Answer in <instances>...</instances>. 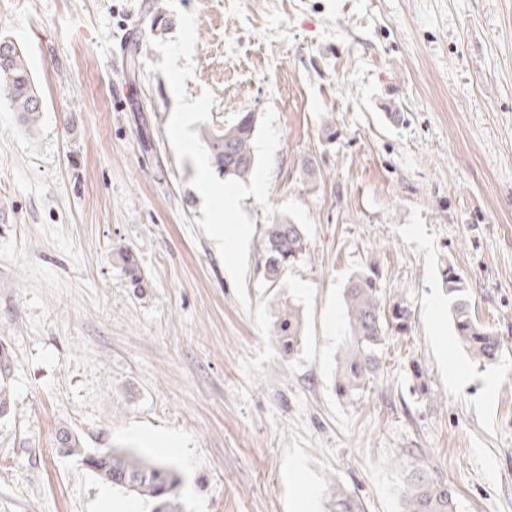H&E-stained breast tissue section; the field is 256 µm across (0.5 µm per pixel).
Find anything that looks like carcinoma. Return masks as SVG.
<instances>
[{"label": "carcinoma", "mask_w": 512, "mask_h": 512, "mask_svg": "<svg viewBox=\"0 0 512 512\" xmlns=\"http://www.w3.org/2000/svg\"><path fill=\"white\" fill-rule=\"evenodd\" d=\"M0 48L8 55L0 64V92L10 100L22 125L36 128L42 97L34 81L24 52L10 41L0 40ZM256 118L253 112H240L221 128L203 130L201 138L208 149L211 166L226 179L246 181L254 171ZM263 253V277L274 285L288 266L308 256L303 228L287 218L263 225L260 240ZM451 303L455 336L463 349L479 365L495 363L502 343L492 330L480 324L469 308L466 283L456 268L443 269ZM345 312L344 350L337 360L333 375L336 396L354 403L373 382L381 366V355L390 337L408 334L412 310L403 300L385 304L376 264L354 273L343 288ZM301 317L292 304H284L273 328L281 349L293 354L301 344ZM10 354L0 343V417L9 413L11 402ZM59 447L70 456L81 458L99 479L132 492L153 504V512H180L177 489L181 477L167 464L151 461L129 450L107 448L91 452L84 448L79 436L64 431ZM404 512H458V498L448 483L433 478L424 468L408 474ZM332 512H363L359 499L342 488H336Z\"/></svg>", "instance_id": "carcinoma-1"}]
</instances>
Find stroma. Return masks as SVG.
<instances>
[{
    "label": "stroma",
    "mask_w": 512,
    "mask_h": 512,
    "mask_svg": "<svg viewBox=\"0 0 512 512\" xmlns=\"http://www.w3.org/2000/svg\"><path fill=\"white\" fill-rule=\"evenodd\" d=\"M179 8L197 13L189 98L212 94L214 128L273 107L269 201L315 224L275 285L251 239L246 310L168 140L171 86L144 68L176 33L153 18ZM0 37L43 99L28 132L0 94V512H151L62 454L64 430L176 468L182 512H329L339 487L403 512L416 464L459 512H512V0H0ZM372 262L412 328L351 405L331 389L342 291ZM449 264L502 340L496 364L453 334ZM287 300L291 355L272 337ZM301 327L299 310L290 301L285 302L273 328V336L284 352L291 355L297 350L301 344ZM10 354L2 343H0V417L9 413L11 402L10 387Z\"/></svg>",
    "instance_id": "stroma-1"
}]
</instances>
